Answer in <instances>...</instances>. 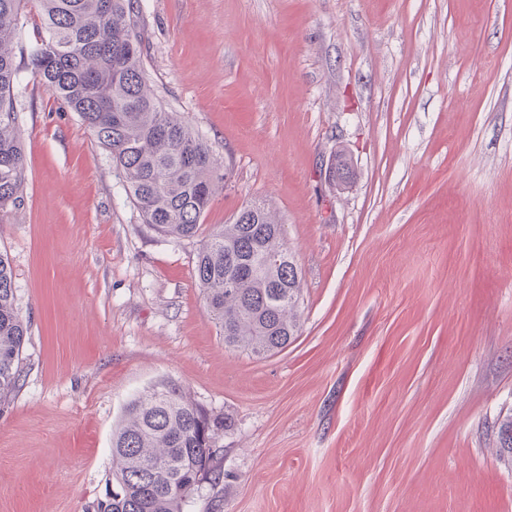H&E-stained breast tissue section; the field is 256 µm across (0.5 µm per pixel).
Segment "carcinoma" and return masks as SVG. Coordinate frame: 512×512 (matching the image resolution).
I'll return each mask as SVG.
<instances>
[{
	"label": "carcinoma",
	"instance_id": "obj_1",
	"mask_svg": "<svg viewBox=\"0 0 512 512\" xmlns=\"http://www.w3.org/2000/svg\"><path fill=\"white\" fill-rule=\"evenodd\" d=\"M33 1L44 35L28 56L34 76L79 114L124 177L144 221L176 240L199 236L200 220L226 175L211 147L147 87L135 0H0V218L24 201L26 157L16 124L15 61L22 5ZM195 276L228 348L262 357L298 335L301 277L282 225L265 207L244 206L200 244ZM28 324L0 252V404L19 387ZM228 428L171 382L136 395L112 431V478L87 512H184L198 483H218L216 440ZM512 458V418L500 425Z\"/></svg>",
	"mask_w": 512,
	"mask_h": 512
}]
</instances>
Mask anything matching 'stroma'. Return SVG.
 <instances>
[{"mask_svg": "<svg viewBox=\"0 0 512 512\" xmlns=\"http://www.w3.org/2000/svg\"><path fill=\"white\" fill-rule=\"evenodd\" d=\"M146 79L301 272L300 330L225 347L199 240L155 233L30 71L0 252L29 319L0 406V512H85L112 430L162 380L228 418L185 512H512V0H139ZM354 177L329 181L336 150Z\"/></svg>", "mask_w": 512, "mask_h": 512, "instance_id": "1", "label": "stroma"}]
</instances>
